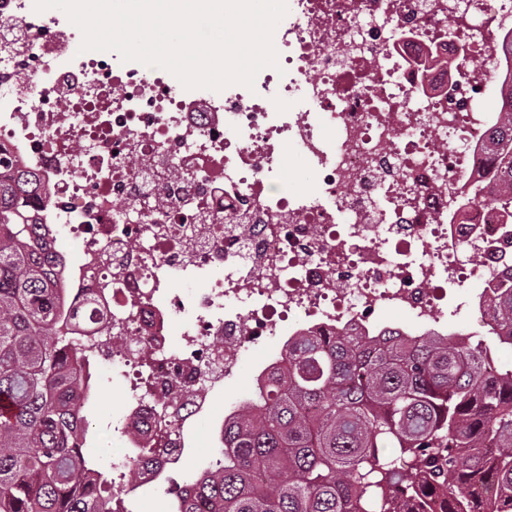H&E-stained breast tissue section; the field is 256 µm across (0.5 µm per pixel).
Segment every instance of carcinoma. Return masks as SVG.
Wrapping results in <instances>:
<instances>
[{"instance_id": "carcinoma-1", "label": "carcinoma", "mask_w": 512, "mask_h": 512, "mask_svg": "<svg viewBox=\"0 0 512 512\" xmlns=\"http://www.w3.org/2000/svg\"><path fill=\"white\" fill-rule=\"evenodd\" d=\"M497 190L512 215V107L498 111ZM32 172H0V512H112L87 439L81 370L60 326L56 248L33 222ZM512 331V290L492 306ZM491 348L390 331L302 336L224 425L209 467L168 478V512H512V368Z\"/></svg>"}]
</instances>
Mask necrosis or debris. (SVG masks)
I'll list each match as a JSON object with an SVG mask.
<instances>
[{
    "mask_svg": "<svg viewBox=\"0 0 512 512\" xmlns=\"http://www.w3.org/2000/svg\"><path fill=\"white\" fill-rule=\"evenodd\" d=\"M280 71L187 90L116 52L75 58L78 29L0 0V160L36 170L40 217L72 238L65 286L97 321L77 342L129 395L113 472L163 484L210 419L209 391L251 347L299 336H418L449 315L497 328L512 225L466 197L493 165L512 0H288ZM287 99V111L275 102ZM311 185L277 196L289 153ZM208 279L185 295L175 282Z\"/></svg>",
    "mask_w": 512,
    "mask_h": 512,
    "instance_id": "1",
    "label": "necrosis or debris"
}]
</instances>
